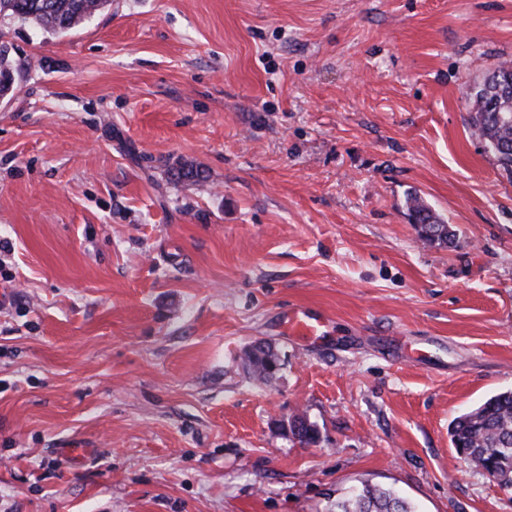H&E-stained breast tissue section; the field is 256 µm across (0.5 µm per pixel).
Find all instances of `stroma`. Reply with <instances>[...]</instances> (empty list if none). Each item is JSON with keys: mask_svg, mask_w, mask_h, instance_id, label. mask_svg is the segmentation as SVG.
<instances>
[{"mask_svg": "<svg viewBox=\"0 0 512 512\" xmlns=\"http://www.w3.org/2000/svg\"><path fill=\"white\" fill-rule=\"evenodd\" d=\"M1 42L0 512H512L448 433L512 388V176L465 107L512 0H111ZM11 50L6 44H0V96L7 95L14 84V65ZM408 216L412 224L418 230L420 238L426 242L433 244H448L451 240L452 232L448 228V224L433 211L428 203L417 193H410L405 201ZM428 230L431 236H424L422 231ZM282 326L289 336L315 343L328 334L325 313L319 309L293 307L282 316ZM257 349L260 353H256L249 348L245 355L249 366L253 368V371L257 375L258 380L264 382L270 377L269 357L273 360H277V358L275 354L263 344ZM299 422L291 419L288 431L294 440L300 444L311 445L318 442L319 432L317 428L303 415H297ZM329 512H418L392 488L364 484L331 501Z\"/></svg>", "mask_w": 512, "mask_h": 512, "instance_id": "35a3bbf8", "label": "stroma"}]
</instances>
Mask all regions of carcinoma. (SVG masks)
Listing matches in <instances>:
<instances>
[{
  "label": "carcinoma",
  "instance_id": "1",
  "mask_svg": "<svg viewBox=\"0 0 512 512\" xmlns=\"http://www.w3.org/2000/svg\"><path fill=\"white\" fill-rule=\"evenodd\" d=\"M108 5V0H0V17L32 23L50 34H63L82 27ZM14 84V65L9 46L0 44V96L7 95ZM469 124L498 166L512 174V63L501 62L490 72L476 91L466 98ZM176 176L197 183L201 171L192 163H183ZM408 216L430 244H446L452 232L448 225L418 194L410 193L405 201ZM249 366L258 380L270 377L269 359L275 354L262 345L258 351H246ZM291 437L302 445L318 442L317 428L303 415L289 421ZM451 441L457 455L470 467L494 477L499 485L512 490V390L489 397L476 408L456 417L450 424ZM328 512H416L392 488L364 484L330 502Z\"/></svg>",
  "mask_w": 512,
  "mask_h": 512
}]
</instances>
